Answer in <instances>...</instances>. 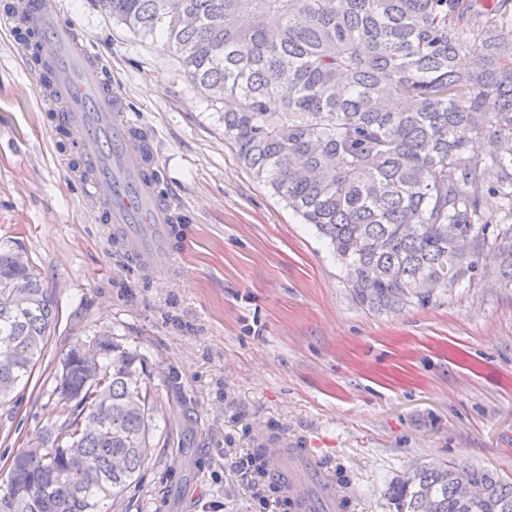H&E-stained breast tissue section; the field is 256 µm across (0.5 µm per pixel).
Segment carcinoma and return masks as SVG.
Returning <instances> with one entry per match:
<instances>
[{
	"label": "carcinoma",
	"mask_w": 512,
	"mask_h": 512,
	"mask_svg": "<svg viewBox=\"0 0 512 512\" xmlns=\"http://www.w3.org/2000/svg\"><path fill=\"white\" fill-rule=\"evenodd\" d=\"M94 0L224 104L240 162L327 238L356 298L388 309L492 265L512 288V25L498 0ZM467 55L473 67L458 60ZM486 138L484 156L472 140ZM496 173L492 184L490 173ZM503 217L484 218L485 194ZM0 245V398L31 377L58 311L34 266ZM109 338L75 344L53 394L66 413L20 449L0 512H112L152 457L156 394ZM419 466L395 512H512V482Z\"/></svg>",
	"instance_id": "cac0c4a2"
}]
</instances>
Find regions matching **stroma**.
<instances>
[{"label": "stroma", "instance_id": "35a3bbf8", "mask_svg": "<svg viewBox=\"0 0 512 512\" xmlns=\"http://www.w3.org/2000/svg\"><path fill=\"white\" fill-rule=\"evenodd\" d=\"M0 0V243L18 244L58 324L28 384L0 400V488L51 419L54 377L80 341L108 334L144 357L157 448L114 512H283L252 460L255 431L299 437L348 477L350 512H389L412 465L512 482V289L480 270L429 303L362 305L328 243L256 180L224 137V108L161 41L93 0H62L128 116L153 134L181 214L156 279L96 223Z\"/></svg>", "mask_w": 512, "mask_h": 512}]
</instances>
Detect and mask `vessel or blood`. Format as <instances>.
I'll return each instance as SVG.
<instances>
[{
	"label": "vessel or blood",
	"instance_id": "obj_1",
	"mask_svg": "<svg viewBox=\"0 0 512 512\" xmlns=\"http://www.w3.org/2000/svg\"><path fill=\"white\" fill-rule=\"evenodd\" d=\"M11 22L25 33L21 52L57 107L56 125L79 142L86 200L100 223L114 226L126 254L161 275L158 259L171 252L180 215L162 189L149 131L128 118L106 68L89 54L77 25L61 16L57 0H19ZM264 444L266 472L294 512H341L344 496L310 449L270 438Z\"/></svg>",
	"mask_w": 512,
	"mask_h": 512
}]
</instances>
